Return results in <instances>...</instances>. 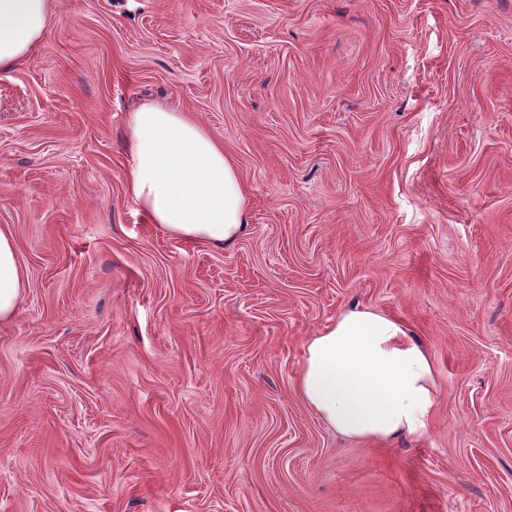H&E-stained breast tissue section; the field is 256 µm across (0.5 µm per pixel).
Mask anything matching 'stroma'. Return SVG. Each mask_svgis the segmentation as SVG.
I'll return each mask as SVG.
<instances>
[{"mask_svg": "<svg viewBox=\"0 0 512 512\" xmlns=\"http://www.w3.org/2000/svg\"><path fill=\"white\" fill-rule=\"evenodd\" d=\"M250 188L217 248L133 202L132 109ZM0 512H512V0H51L0 72ZM360 305L429 349L423 433L296 391ZM25 288L12 230L0 226V322L9 321L20 304Z\"/></svg>", "mask_w": 512, "mask_h": 512, "instance_id": "35a3bbf8", "label": "stroma"}]
</instances>
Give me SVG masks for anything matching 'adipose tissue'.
Returning a JSON list of instances; mask_svg holds the SVG:
<instances>
[{
  "mask_svg": "<svg viewBox=\"0 0 512 512\" xmlns=\"http://www.w3.org/2000/svg\"><path fill=\"white\" fill-rule=\"evenodd\" d=\"M49 0H0V72L42 39ZM127 185L152 224L190 242L229 247L248 228L250 188L235 161L186 113L144 104L129 117ZM14 235L0 226V322L23 297ZM305 404L346 438L381 443L421 433L438 391L428 349L398 319L353 307L305 344L296 378Z\"/></svg>",
  "mask_w": 512,
  "mask_h": 512,
  "instance_id": "adipose-tissue-1",
  "label": "adipose tissue"
}]
</instances>
